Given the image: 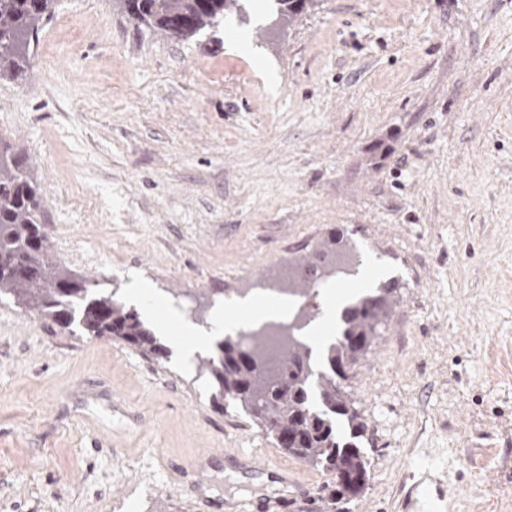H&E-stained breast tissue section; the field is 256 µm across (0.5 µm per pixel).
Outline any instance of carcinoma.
<instances>
[{
	"mask_svg": "<svg viewBox=\"0 0 512 512\" xmlns=\"http://www.w3.org/2000/svg\"><path fill=\"white\" fill-rule=\"evenodd\" d=\"M58 0H0V78L15 77L28 62L31 42ZM134 20L171 37L187 40L217 28L228 15L243 16L245 0H119ZM275 12H302L308 0H272ZM42 201L27 180L22 159L0 145V296L75 335L117 337L143 355L166 354L154 331L115 298L102 296L96 281L79 279L54 260L41 233ZM353 249L334 236L324 241L305 274L288 281V294L307 298L318 281L345 273L326 264L327 256ZM394 284H383L356 298L341 314L339 335L322 361L301 335L288 334L276 368L269 367L267 339L259 333L246 346L227 337L201 360V374L213 388L214 402L242 408L289 455L334 474L333 486L319 496L326 512L356 498L368 477L363 450L367 425L344 382L366 352L372 336L393 306Z\"/></svg>",
	"mask_w": 512,
	"mask_h": 512,
	"instance_id": "1",
	"label": "carcinoma"
}]
</instances>
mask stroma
I'll use <instances>...</instances> for the list:
<instances>
[{
	"label": "stroma",
	"instance_id": "obj_1",
	"mask_svg": "<svg viewBox=\"0 0 512 512\" xmlns=\"http://www.w3.org/2000/svg\"><path fill=\"white\" fill-rule=\"evenodd\" d=\"M246 32L249 55L59 0L0 80L55 260L205 319L343 235L396 286L348 380L369 439L348 512H512V0H311ZM236 452L296 471L292 512L332 480L174 353L0 299V512H260L282 487ZM202 462L192 490L171 471Z\"/></svg>",
	"mask_w": 512,
	"mask_h": 512
}]
</instances>
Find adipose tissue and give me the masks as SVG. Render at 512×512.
I'll list each match as a JSON object with an SVG mask.
<instances>
[{
  "instance_id": "obj_1",
  "label": "adipose tissue",
  "mask_w": 512,
  "mask_h": 512,
  "mask_svg": "<svg viewBox=\"0 0 512 512\" xmlns=\"http://www.w3.org/2000/svg\"><path fill=\"white\" fill-rule=\"evenodd\" d=\"M128 295L130 299L140 302L149 315L163 314L166 331L176 340L184 358L188 360L215 338L235 333L254 323L289 315L286 299L258 294L237 300L235 309L231 311L222 306L215 307L206 325L200 326L186 319L181 310L157 292L144 276H134Z\"/></svg>"
}]
</instances>
